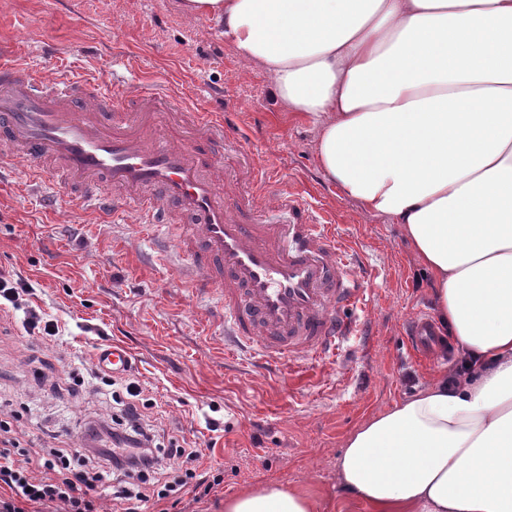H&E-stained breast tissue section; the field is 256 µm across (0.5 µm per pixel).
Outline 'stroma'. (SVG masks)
Instances as JSON below:
<instances>
[{
  "label": "stroma",
  "mask_w": 512,
  "mask_h": 512,
  "mask_svg": "<svg viewBox=\"0 0 512 512\" xmlns=\"http://www.w3.org/2000/svg\"><path fill=\"white\" fill-rule=\"evenodd\" d=\"M176 3L0 0V46L48 73L118 78L130 93L161 79L223 119L268 172V204L300 198L356 249L373 283L358 328L316 364L261 366L226 348L218 300L178 279L155 251L154 228L47 196L18 164L0 179V271L17 275L26 307L59 332L29 334L24 310L0 315V412L15 414L16 430L37 447H78L86 421L112 415L95 351L119 343L166 436L196 443L201 469L224 477L201 500L185 495L183 512H224L225 499L268 484L310 496L318 512H368L337 485L347 436L456 370L460 350L445 334L446 362L411 351L405 319L435 306L399 225L345 197L318 166L311 123L278 104L263 71L242 66L213 20L185 17Z\"/></svg>",
  "instance_id": "obj_1"
}]
</instances>
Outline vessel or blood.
I'll list each match as a JSON object with an SVG mask.
<instances>
[{"label":"vessel or blood","mask_w":512,"mask_h":512,"mask_svg":"<svg viewBox=\"0 0 512 512\" xmlns=\"http://www.w3.org/2000/svg\"><path fill=\"white\" fill-rule=\"evenodd\" d=\"M173 112L192 126V137L168 134ZM242 149L223 123L169 86L121 99L108 81L48 79L0 57V168L23 160L31 183L66 187L89 213L135 211L171 243L181 282L218 296L234 347L298 368L352 334L348 313L371 283L348 243L295 198L281 203L286 222L272 224L258 213L260 196L243 201L225 192L224 156ZM404 329L418 354L439 341L427 312ZM95 361L118 374L131 353L113 344L98 348Z\"/></svg>","instance_id":"b4317fda"}]
</instances>
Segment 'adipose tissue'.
<instances>
[{
    "instance_id": "adipose-tissue-1",
    "label": "adipose tissue",
    "mask_w": 512,
    "mask_h": 512,
    "mask_svg": "<svg viewBox=\"0 0 512 512\" xmlns=\"http://www.w3.org/2000/svg\"><path fill=\"white\" fill-rule=\"evenodd\" d=\"M317 129L343 195L399 224L439 325L479 358L346 439L340 488L370 512H512V0H180ZM224 512H317L281 485Z\"/></svg>"
}]
</instances>
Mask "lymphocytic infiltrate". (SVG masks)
I'll use <instances>...</instances> for the list:
<instances>
[{
  "mask_svg": "<svg viewBox=\"0 0 512 512\" xmlns=\"http://www.w3.org/2000/svg\"><path fill=\"white\" fill-rule=\"evenodd\" d=\"M135 381H125L113 392L118 410L110 423L93 427L91 448H45L32 454L16 436L13 424L0 419V485L9 490L0 496V512H26V505H54L62 512H99L98 501L110 497L123 512H145L150 501L179 505L187 491L210 490L221 475L199 471L202 452L177 442H161L150 427ZM185 465L173 469V458Z\"/></svg>",
  "mask_w": 512,
  "mask_h": 512,
  "instance_id": "f902f5d3",
  "label": "lymphocytic infiltrate"
}]
</instances>
